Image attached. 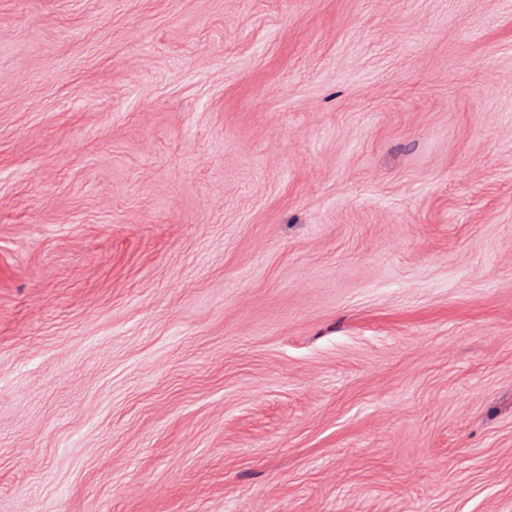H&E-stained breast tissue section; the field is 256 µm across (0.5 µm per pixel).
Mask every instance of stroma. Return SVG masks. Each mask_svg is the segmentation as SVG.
I'll return each instance as SVG.
<instances>
[{"label": "stroma", "mask_w": 512, "mask_h": 512, "mask_svg": "<svg viewBox=\"0 0 512 512\" xmlns=\"http://www.w3.org/2000/svg\"><path fill=\"white\" fill-rule=\"evenodd\" d=\"M0 512H512V0H0Z\"/></svg>", "instance_id": "obj_1"}]
</instances>
